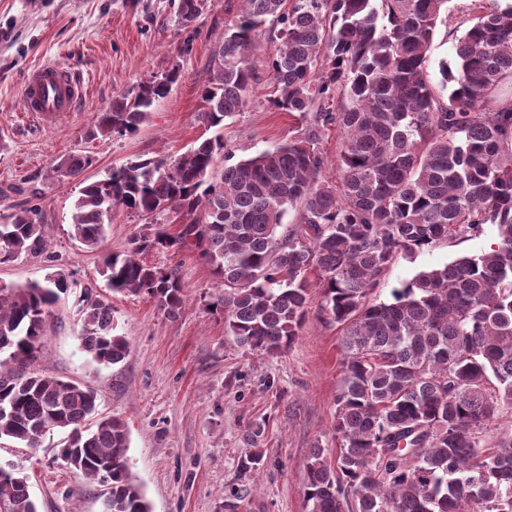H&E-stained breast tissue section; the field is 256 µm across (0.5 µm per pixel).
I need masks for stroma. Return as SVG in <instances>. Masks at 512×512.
<instances>
[{
  "label": "stroma",
  "mask_w": 512,
  "mask_h": 512,
  "mask_svg": "<svg viewBox=\"0 0 512 512\" xmlns=\"http://www.w3.org/2000/svg\"><path fill=\"white\" fill-rule=\"evenodd\" d=\"M178 0H0V214L30 203L46 216L47 251L0 266V283L24 285L49 274H69L75 285L48 319L34 370H46L93 388L99 410L129 429L130 469L153 512H307L306 466L311 448L336 450L334 402L342 374L336 327L308 313L284 354L267 356L241 347L209 302L218 292L210 265L198 251L162 248L146 265L175 270L186 289L177 318L144 296L112 294L98 274V253L71 235L76 184L58 182L51 169L74 154L90 157L85 175L95 180L131 160L177 158L203 134L197 121L207 64L225 22L241 0H215L190 28L175 20ZM428 53V75L440 84L439 66L453 58V42L472 16L471 0H450ZM277 43L260 35L251 53L254 80L248 103L227 121L224 138L242 159L301 136L304 124L269 102L270 59ZM52 62L83 81L76 111L44 118L25 112L28 70ZM179 68L170 95L130 135L89 140L95 113L115 96L151 77ZM496 239L494 225L480 235L443 240L417 254H398L375 290L386 302L393 288L419 271L475 255ZM105 299L129 353L123 363L93 364L78 339L83 295ZM61 434L41 448L0 442V461L31 477L40 512H102L99 485L55 462ZM259 463L251 471L241 464Z\"/></svg>",
  "instance_id": "stroma-1"
}]
</instances>
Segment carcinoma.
Returning <instances> with one entry per match:
<instances>
[{
  "mask_svg": "<svg viewBox=\"0 0 512 512\" xmlns=\"http://www.w3.org/2000/svg\"><path fill=\"white\" fill-rule=\"evenodd\" d=\"M449 0H243L208 62L197 114L205 131L172 162L132 160L104 178L80 179L90 159L51 169L77 181L72 236L95 251L119 212L148 221L124 251L102 257L114 294L143 295L179 315L185 289L174 270L139 256L159 247L200 251L219 292L211 306L238 344L283 353L308 309L340 332L343 376L334 411L339 448L311 450L309 512H512V433H486L512 406V4L472 0V24L443 62L446 95L426 74L427 52ZM207 0H178L190 27ZM279 41L269 61L282 112L305 120L302 136L233 161L225 121L246 106L250 63L262 33ZM180 76L173 68L119 95L86 136L135 133ZM336 130V179L319 148ZM290 208L295 228L279 233ZM176 214L171 234L154 219ZM497 241L477 255L423 270L376 303L394 255L479 234ZM36 205L0 215V265L46 249ZM319 279L313 296L310 274ZM75 282L0 284V440L37 448L67 433L56 458L102 487L103 512H152L133 478L126 423L97 409L96 393L30 369L51 308ZM80 345L99 366L128 345L111 304L86 299ZM30 477L0 472V512H39Z\"/></svg>",
  "mask_w": 512,
  "mask_h": 512,
  "instance_id": "cac0c4a2",
  "label": "carcinoma"
}]
</instances>
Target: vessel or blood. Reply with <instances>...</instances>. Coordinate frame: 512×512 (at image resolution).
Instances as JSON below:
<instances>
[{"instance_id": "1", "label": "vessel or blood", "mask_w": 512, "mask_h": 512, "mask_svg": "<svg viewBox=\"0 0 512 512\" xmlns=\"http://www.w3.org/2000/svg\"><path fill=\"white\" fill-rule=\"evenodd\" d=\"M85 95L83 83L67 68L45 63L31 70L23 84L24 109L42 114L74 111Z\"/></svg>"}]
</instances>
